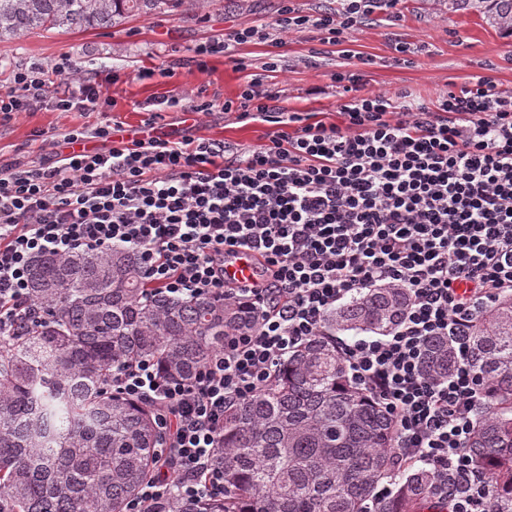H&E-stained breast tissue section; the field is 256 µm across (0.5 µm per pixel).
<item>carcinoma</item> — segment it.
<instances>
[{
	"mask_svg": "<svg viewBox=\"0 0 512 512\" xmlns=\"http://www.w3.org/2000/svg\"><path fill=\"white\" fill-rule=\"evenodd\" d=\"M182 0H0V41L34 30L107 29L176 8ZM487 21L512 35V0H480ZM30 295L41 325L0 348V512H124L155 478V408L112 391V368L149 357L191 380L224 336L255 326L235 303L186 299L143 287L139 250L35 260ZM408 309L379 286L341 303L280 363L273 383L224 412L215 455L224 497L182 499L170 488L147 512H448L431 471L393 467L395 425L349 381L336 331L385 334ZM469 365L486 400L468 439L493 492L486 512H512V295L473 321ZM452 339L431 338L422 370L446 377Z\"/></svg>",
	"mask_w": 512,
	"mask_h": 512,
	"instance_id": "1",
	"label": "carcinoma"
}]
</instances>
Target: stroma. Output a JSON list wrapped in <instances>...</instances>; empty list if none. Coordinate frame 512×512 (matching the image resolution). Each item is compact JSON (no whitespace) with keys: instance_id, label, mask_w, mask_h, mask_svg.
<instances>
[{"instance_id":"35a3bbf8","label":"stroma","mask_w":512,"mask_h":512,"mask_svg":"<svg viewBox=\"0 0 512 512\" xmlns=\"http://www.w3.org/2000/svg\"><path fill=\"white\" fill-rule=\"evenodd\" d=\"M312 18L334 11L336 0H197L186 14L131 17L109 29L58 30L0 42V93L10 89V69L17 64H49L70 56L87 84L112 99L111 116L123 130L143 125L155 101L184 98L206 89L208 96L233 100L250 74L260 72L270 50H277L280 67L275 91L285 110L310 121L338 120L340 95L331 76L359 73L366 90L393 97L408 95L416 103L435 107L448 90L472 87L479 77L493 76L502 95H512V36L486 23L480 8L456 13L438 10L433 0H398L382 4L361 24L345 30L343 45L320 41L310 31L279 32L271 26L282 2ZM254 27L260 39L239 45L247 70L217 54L198 68L197 46L223 39L234 29ZM355 52L344 58L340 50ZM174 77H167V70ZM148 78H141V71ZM120 73L109 83L110 73ZM166 133L178 140L189 135L221 140L234 148L257 149L267 144L275 124L242 121L235 114L215 111L198 123L183 121L179 107L163 114ZM95 112H60L42 106L0 124V166L18 162H51L56 149L50 132L92 126Z\"/></svg>"}]
</instances>
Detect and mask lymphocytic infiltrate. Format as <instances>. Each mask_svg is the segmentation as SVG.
<instances>
[{"label": "lymphocytic infiltrate", "mask_w": 512, "mask_h": 512, "mask_svg": "<svg viewBox=\"0 0 512 512\" xmlns=\"http://www.w3.org/2000/svg\"><path fill=\"white\" fill-rule=\"evenodd\" d=\"M340 2L313 20L281 6L272 26L312 28L337 45L380 0ZM278 69L269 53L236 100L199 91L183 104L190 118L219 110L276 124L262 148L230 153L216 140L115 138L109 98L81 84L68 56L14 68L0 122L42 105L105 118L63 132L52 163L0 169V345L43 320L28 292L29 266L43 254L132 245L148 287L253 307L257 328L225 337L192 382L162 376L148 359L114 372L113 391L160 408L156 454L173 480L142 485L126 512H145L172 486L187 499L223 496L214 457L227 405L265 390L336 304L393 285L410 297L396 331L336 347L394 421L395 471L430 469L450 512H481L491 488L467 442L483 396L467 357L474 319L512 294V96L483 77L436 109L400 107L338 73L342 123H306L278 106ZM241 253L258 265L246 283L225 276ZM431 336L453 337L459 352L443 380L421 371Z\"/></svg>", "instance_id": "lymphocytic-infiltrate-1"}]
</instances>
